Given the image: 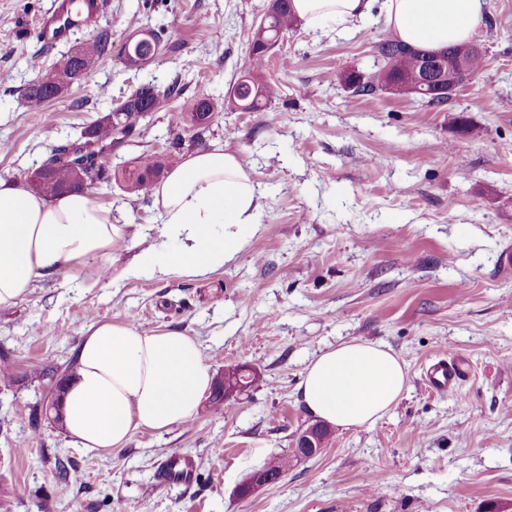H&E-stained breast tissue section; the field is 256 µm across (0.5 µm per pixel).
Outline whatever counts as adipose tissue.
I'll return each mask as SVG.
<instances>
[{"mask_svg": "<svg viewBox=\"0 0 512 512\" xmlns=\"http://www.w3.org/2000/svg\"><path fill=\"white\" fill-rule=\"evenodd\" d=\"M310 29H337L380 11L399 40L423 50L471 40L484 0H292ZM159 242L140 247L130 275L202 276L233 261L260 217L240 159L216 146L189 154L153 189ZM177 239L167 252L163 239ZM128 247L125 225L87 192L44 197L0 180V306L24 300L35 279L82 282ZM213 384L196 337L179 330L94 322L83 328L60 412L71 442L89 452L124 447L134 433L191 422ZM406 365L390 348L348 341L322 351L297 387L320 421L368 427L400 400Z\"/></svg>", "mask_w": 512, "mask_h": 512, "instance_id": "1", "label": "adipose tissue"}]
</instances>
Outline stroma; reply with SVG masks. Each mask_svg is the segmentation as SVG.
<instances>
[{"instance_id":"stroma-1","label":"stroma","mask_w":512,"mask_h":512,"mask_svg":"<svg viewBox=\"0 0 512 512\" xmlns=\"http://www.w3.org/2000/svg\"><path fill=\"white\" fill-rule=\"evenodd\" d=\"M268 4L110 0L99 25L112 49L95 77L34 111L23 97L32 62L50 69L93 30L47 47L36 25L51 0H0V179L24 184L52 146L75 141L143 83L175 81L180 104L203 94L223 104L183 153L219 145L237 155L261 204L255 234L222 270L127 278L136 242L156 235L157 210L123 188L95 190L132 243L109 277L38 278L25 300L0 307V346L15 365L0 380V512H512V0H486L476 39L493 64L446 110L344 87L345 74L372 71L376 44L391 35L376 13L341 34L298 25L266 59L278 97L244 112L226 99ZM134 15L162 35L161 57L146 66L120 55ZM465 120L480 134L460 132ZM171 140L167 113H153L104 163ZM89 310L196 336L213 375L246 364L256 381L223 411L136 433L123 448L74 447L33 371L67 374ZM351 340L405 361L401 399L372 426L333 428L320 454L239 496L312 421L297 393L309 361ZM441 358L461 372L445 393L426 381ZM175 454L194 460L192 481L159 483Z\"/></svg>"}]
</instances>
